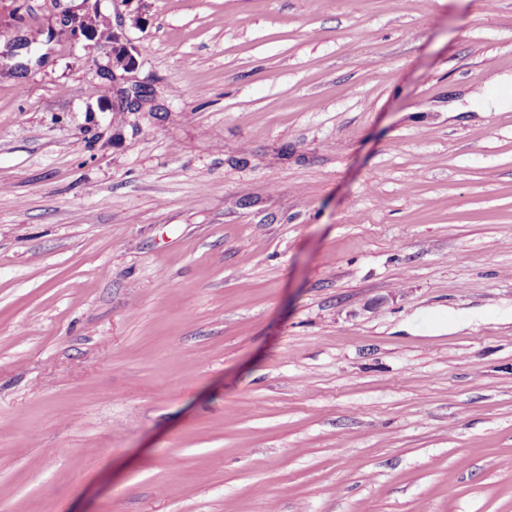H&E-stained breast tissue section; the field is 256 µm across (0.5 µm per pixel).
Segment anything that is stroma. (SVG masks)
Returning <instances> with one entry per match:
<instances>
[{
    "label": "stroma",
    "mask_w": 512,
    "mask_h": 512,
    "mask_svg": "<svg viewBox=\"0 0 512 512\" xmlns=\"http://www.w3.org/2000/svg\"><path fill=\"white\" fill-rule=\"evenodd\" d=\"M0 73V512H512V0H102ZM101 0H82V14L60 13L58 18L59 26L71 41L84 37L91 41L98 35V24L100 20ZM111 27L112 64L106 66L107 68L104 71L112 76L114 84H120V81L124 80V75L119 74V72L131 70L136 65L137 60L132 53L133 47L125 35L122 22L119 20L115 26L112 24Z\"/></svg>",
    "instance_id": "35a3bbf8"
}]
</instances>
